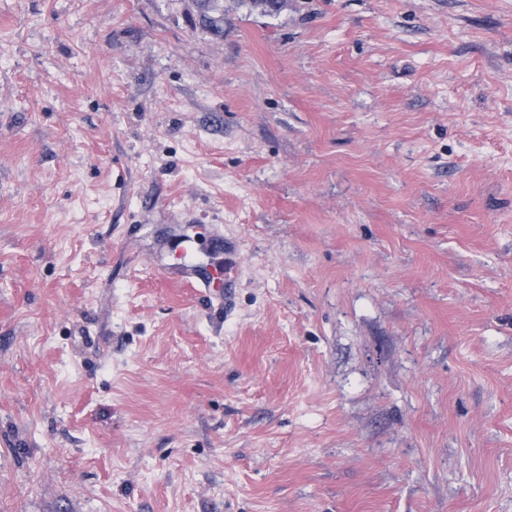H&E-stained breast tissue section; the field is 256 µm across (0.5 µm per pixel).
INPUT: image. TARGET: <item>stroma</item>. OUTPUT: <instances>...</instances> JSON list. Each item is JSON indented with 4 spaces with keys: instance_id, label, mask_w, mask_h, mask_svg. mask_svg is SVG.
Segmentation results:
<instances>
[{
    "instance_id": "stroma-1",
    "label": "stroma",
    "mask_w": 512,
    "mask_h": 512,
    "mask_svg": "<svg viewBox=\"0 0 512 512\" xmlns=\"http://www.w3.org/2000/svg\"><path fill=\"white\" fill-rule=\"evenodd\" d=\"M198 3L0 0V512H512V0Z\"/></svg>"
}]
</instances>
